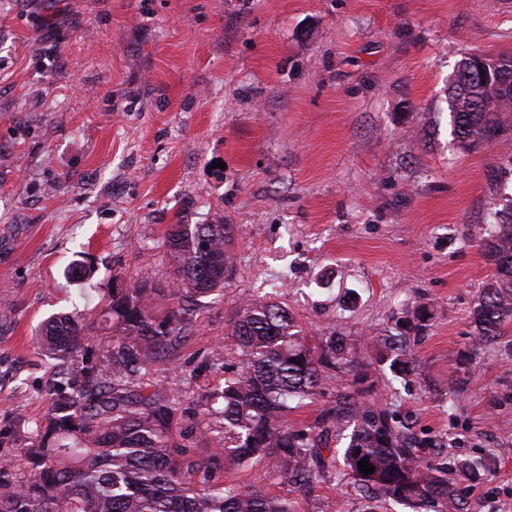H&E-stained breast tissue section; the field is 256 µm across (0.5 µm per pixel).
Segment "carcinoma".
I'll return each mask as SVG.
<instances>
[{"instance_id":"1","label":"carcinoma","mask_w":512,"mask_h":512,"mask_svg":"<svg viewBox=\"0 0 512 512\" xmlns=\"http://www.w3.org/2000/svg\"><path fill=\"white\" fill-rule=\"evenodd\" d=\"M481 81L448 85L452 135L479 143L512 126V98L499 102ZM494 102L486 112L476 103ZM232 224H173L164 244L175 267L167 285L143 276L123 287L121 273L98 314L57 313L43 322L38 344L53 360L45 393V425L15 434L0 455V512H301L299 499L336 466L334 444L348 440L344 476L368 498L388 497L411 512H467L448 462L436 444L415 436L362 387L365 357L349 337L303 334L283 303L255 299L234 318V361L222 348L210 359L224 384L200 395L194 408L163 387L146 393L142 372L171 363L187 339L197 301L224 291L235 272ZM495 274L474 309L477 336L488 341L512 319V219L492 213L482 237ZM112 334L97 336V319ZM392 368L411 371L393 342ZM351 378L333 406L310 425L289 419L321 392L330 373ZM375 466L364 475L358 461ZM266 461L279 494L226 483L224 464Z\"/></svg>"}]
</instances>
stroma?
I'll return each mask as SVG.
<instances>
[{
  "instance_id": "stroma-1",
  "label": "stroma",
  "mask_w": 512,
  "mask_h": 512,
  "mask_svg": "<svg viewBox=\"0 0 512 512\" xmlns=\"http://www.w3.org/2000/svg\"><path fill=\"white\" fill-rule=\"evenodd\" d=\"M471 52L512 54V0H0V453L15 415L47 412L41 321L95 310L116 272L169 280L168 225L221 220L237 274L147 381L191 406L224 381L209 355L234 357L235 310L274 298L310 335L374 341L375 395L449 464L485 462L472 512H512V320L484 346L472 323L512 140H453ZM301 508L405 512L338 469Z\"/></svg>"
}]
</instances>
